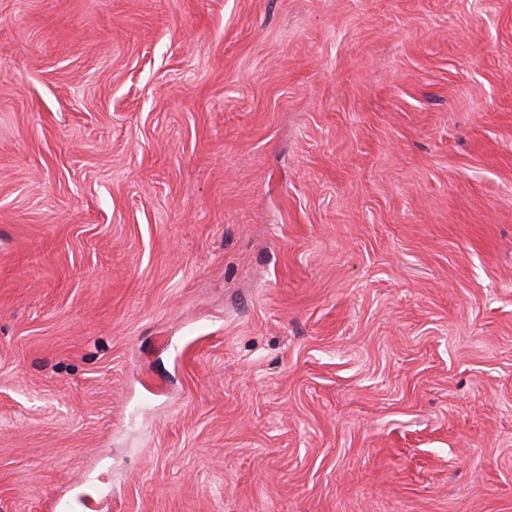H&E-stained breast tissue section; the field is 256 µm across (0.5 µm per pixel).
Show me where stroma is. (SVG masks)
<instances>
[{"mask_svg":"<svg viewBox=\"0 0 512 512\" xmlns=\"http://www.w3.org/2000/svg\"><path fill=\"white\" fill-rule=\"evenodd\" d=\"M0 512H512V0H0Z\"/></svg>","mask_w":512,"mask_h":512,"instance_id":"stroma-1","label":"stroma"}]
</instances>
